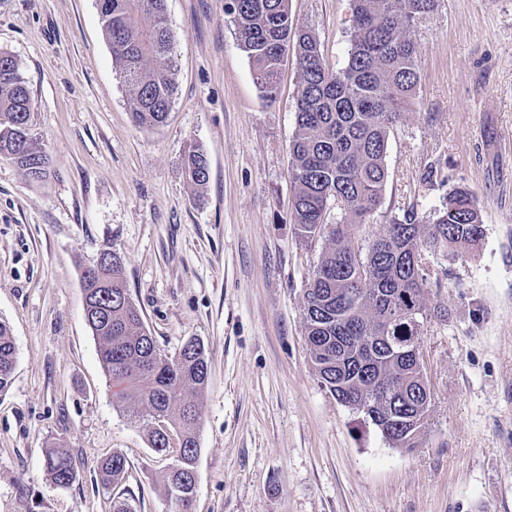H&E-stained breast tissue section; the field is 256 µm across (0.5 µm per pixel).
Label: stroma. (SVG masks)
I'll return each instance as SVG.
<instances>
[{"label":"stroma","mask_w":512,"mask_h":512,"mask_svg":"<svg viewBox=\"0 0 512 512\" xmlns=\"http://www.w3.org/2000/svg\"><path fill=\"white\" fill-rule=\"evenodd\" d=\"M300 28L341 67L350 0H289ZM177 91L166 122L138 126L97 0H0V50L33 99L32 134L49 159L31 180L0 158V321L16 364L0 396V512H176L172 454L112 402L84 314L83 269L105 250L161 352L198 339L209 376L194 512H512V0H439L412 33L417 97L393 128L384 214L350 224L374 238L385 216L432 223L449 191L472 190L484 237L457 255L428 251L424 327L432 392L412 450L392 447L312 369L303 296L327 238L299 241L289 217L297 68L278 94L253 80L224 0H166ZM201 146L197 188L184 155ZM67 444L80 477L54 487L44 450ZM128 461L104 488L97 465ZM185 172L197 187L203 188L208 183L210 177L208 158L199 147H191L185 155Z\"/></svg>","instance_id":"1"}]
</instances>
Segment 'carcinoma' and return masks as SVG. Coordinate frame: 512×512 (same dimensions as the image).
Here are the masks:
<instances>
[{"label":"carcinoma","mask_w":512,"mask_h":512,"mask_svg":"<svg viewBox=\"0 0 512 512\" xmlns=\"http://www.w3.org/2000/svg\"><path fill=\"white\" fill-rule=\"evenodd\" d=\"M288 2L225 0L224 12L266 99H275L288 49L296 57L291 224L305 244L325 235L333 242L322 252L304 294L312 365L321 385L344 406L370 408L389 430L411 422L413 437L405 448H415L428 424L430 403L417 394L422 378L414 348L421 344L425 323L445 316L424 304L430 274L421 265V252L425 244L454 253L475 250L484 236L480 212L472 191L458 187L433 224H419L407 213L365 245L348 237L343 226L368 224L381 210L390 133L416 98L420 82L411 32L438 0H351L347 60L339 69L326 65L316 34L297 27ZM99 10L113 64L134 94L135 122L160 126L176 92L166 0H99ZM32 109L19 63L0 52V156L38 180L46 175L48 159L34 143ZM185 172L197 187L208 183V158L200 148L188 150ZM123 275L119 255L91 275L82 272L86 322L99 341L113 403L136 402L146 409V420L162 417L182 437L164 491L179 512H193L199 454L195 396L208 381L205 348L193 339L175 359L161 354ZM15 361L10 327L0 321L1 395L11 386ZM44 463L54 486L68 488L77 481L78 468L64 446L45 449ZM126 469L125 456L112 453L99 465L102 484L119 482Z\"/></svg>","instance_id":"carcinoma-1"}]
</instances>
